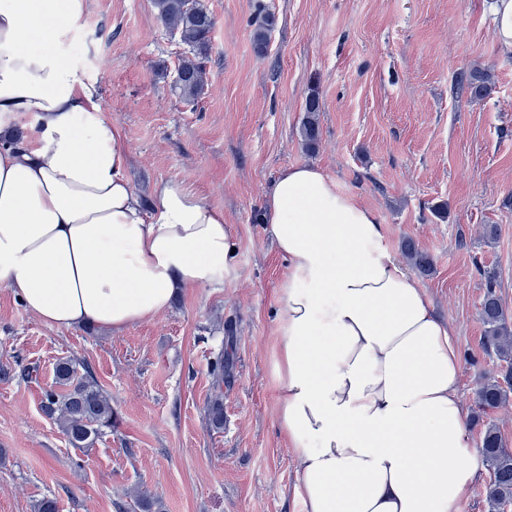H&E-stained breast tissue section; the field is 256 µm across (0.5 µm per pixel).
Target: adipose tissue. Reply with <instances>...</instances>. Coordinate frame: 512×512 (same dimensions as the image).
Masks as SVG:
<instances>
[{"label": "adipose tissue", "instance_id": "ef3b65f1", "mask_svg": "<svg viewBox=\"0 0 512 512\" xmlns=\"http://www.w3.org/2000/svg\"><path fill=\"white\" fill-rule=\"evenodd\" d=\"M85 0H0V286L39 320L119 334L235 272L230 227L182 182L143 205L128 145L63 53ZM34 119L28 134L7 132ZM264 222L288 263L276 428L303 512H453L480 475L461 352L373 209L316 165L283 169Z\"/></svg>", "mask_w": 512, "mask_h": 512}]
</instances>
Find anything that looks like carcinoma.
Segmentation results:
<instances>
[{
    "mask_svg": "<svg viewBox=\"0 0 512 512\" xmlns=\"http://www.w3.org/2000/svg\"><path fill=\"white\" fill-rule=\"evenodd\" d=\"M153 5L158 19L186 48L176 69L172 88L181 99L193 102L205 88L206 62L209 59L214 18L202 0H153ZM254 25V49L263 54L267 49L269 32L275 25V17L261 5ZM487 83L486 75L480 71L462 73L457 77L459 88L469 91L474 98L486 94ZM321 110L318 96L309 95L301 123V135L308 149L314 147L319 139ZM404 250L419 274H431L433 262L427 253L411 242L404 245ZM480 319L485 327L483 343L487 354L506 363L502 379L491 377L477 390L478 408L487 414L512 399V330L508 329L507 315L491 281L487 284L481 303ZM224 361V354L220 353L213 363L214 395L208 407L209 418L217 427L224 425ZM55 384L57 388L44 393L45 414L55 419L72 447L92 446L114 424L115 417L108 398L89 371L77 375L76 367L68 360L56 365ZM479 445L482 461L489 471L485 498L489 508L499 512L512 503V452L505 448L494 419L483 424Z\"/></svg>",
    "mask_w": 512,
    "mask_h": 512,
    "instance_id": "obj_1",
    "label": "carcinoma"
}]
</instances>
